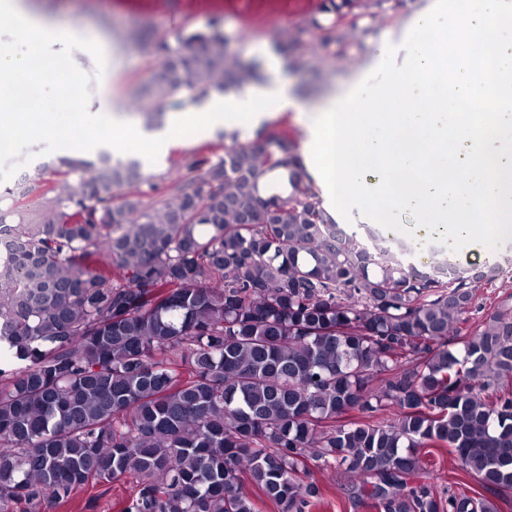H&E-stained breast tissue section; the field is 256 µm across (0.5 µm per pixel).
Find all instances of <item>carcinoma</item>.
I'll list each match as a JSON object with an SVG mask.
<instances>
[{
	"mask_svg": "<svg viewBox=\"0 0 512 512\" xmlns=\"http://www.w3.org/2000/svg\"><path fill=\"white\" fill-rule=\"evenodd\" d=\"M386 0H321L322 48ZM160 58L147 125L178 96L245 83L220 32L141 42ZM273 150H197L169 184L137 165L61 158L0 193V512H48L130 477L124 512H277L321 503L344 470L375 512H497L440 491L418 451L512 495V293L481 320L473 273L373 252L321 207L284 128ZM290 169L263 199L260 176ZM148 197L152 202L146 203ZM289 170L279 168L262 175L258 180V192L263 198L274 195L287 197L292 191L289 182Z\"/></svg>",
	"mask_w": 512,
	"mask_h": 512,
	"instance_id": "obj_1",
	"label": "carcinoma"
}]
</instances>
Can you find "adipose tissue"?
<instances>
[{
    "label": "adipose tissue",
    "mask_w": 512,
    "mask_h": 512,
    "mask_svg": "<svg viewBox=\"0 0 512 512\" xmlns=\"http://www.w3.org/2000/svg\"><path fill=\"white\" fill-rule=\"evenodd\" d=\"M446 13L451 22L435 28V16ZM0 14L20 26L33 51L49 42L82 40L101 59L110 56L109 37L86 38L74 23L36 12L29 0H0ZM511 18L512 0H470L453 13L446 0H431L407 32L406 68L393 66V44L377 48L371 66L385 72L383 83L362 72L337 94L309 104L271 55L263 82L211 98L199 111L176 113L159 131L113 117L111 140L92 139L86 147L120 153L135 140L160 153L180 145L178 131L185 125L206 139L229 128L245 140L295 112L304 130L299 159L321 187V206L329 214L342 212L350 199L374 208L385 225L391 211L415 212L421 222L412 238L426 243L447 234L452 253L460 241L474 243L487 233L512 242V41L497 40L484 67L469 58L477 29ZM475 96L492 101L489 123H474L464 111Z\"/></svg>",
    "instance_id": "obj_1"
}]
</instances>
